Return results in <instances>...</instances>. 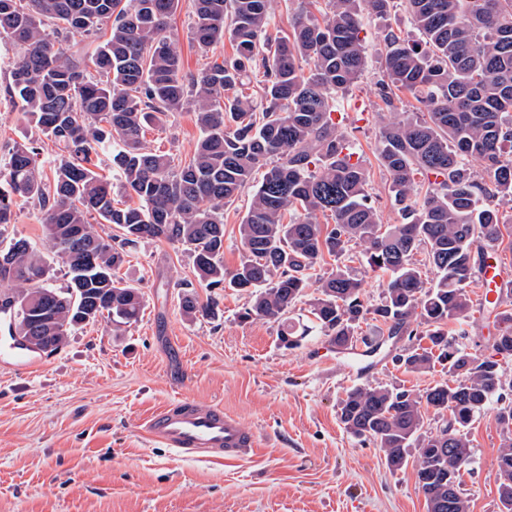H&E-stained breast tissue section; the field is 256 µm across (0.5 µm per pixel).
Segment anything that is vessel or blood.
Masks as SVG:
<instances>
[{
	"mask_svg": "<svg viewBox=\"0 0 512 512\" xmlns=\"http://www.w3.org/2000/svg\"><path fill=\"white\" fill-rule=\"evenodd\" d=\"M503 283L502 264L496 248L485 250L477 288L482 303L495 302ZM0 363L16 374H26L39 363L15 336H0ZM145 437L169 448L180 459L235 458L261 448L258 435L225 413L223 406L205 405L187 396L171 400L143 422Z\"/></svg>",
	"mask_w": 512,
	"mask_h": 512,
	"instance_id": "1",
	"label": "vessel or blood"
}]
</instances>
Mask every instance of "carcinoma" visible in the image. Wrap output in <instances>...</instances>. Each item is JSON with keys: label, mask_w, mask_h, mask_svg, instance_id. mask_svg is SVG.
Returning <instances> with one entry per match:
<instances>
[{"label": "carcinoma", "mask_w": 512, "mask_h": 512, "mask_svg": "<svg viewBox=\"0 0 512 512\" xmlns=\"http://www.w3.org/2000/svg\"><path fill=\"white\" fill-rule=\"evenodd\" d=\"M272 3L194 0L199 49L227 37L236 56L187 74L166 35L178 0H0V46L11 52L6 92L57 148L50 179L31 143L0 164V228L12 222L17 199L33 201L68 275L64 288L45 285V254L24 238L10 240L0 247V310L16 323L37 317L25 332L34 352L55 351L106 315L129 326L143 297L120 285L114 270L128 247L164 240L189 252L206 287L249 292L244 317L278 323L288 349L314 333L338 353L353 355L361 344L366 356L398 336L426 339L427 347L402 348L398 361L411 372L439 363L453 384L358 385L339 418L379 448L389 469L413 466L427 512H468L459 481L471 458L466 428L489 408L512 424V401H502L512 379L495 359L512 356V310L495 313L488 355L448 338V323L469 316L483 247L503 241L502 208L512 210V0H406L418 39L386 33L381 99L389 106L393 91L404 89L428 109L425 118L377 113L378 159L401 218L386 226L371 204L367 168L333 114L365 67L361 15L384 16L394 0H328L322 18L302 10L292 35L276 40L268 31ZM107 21L109 37L91 54L62 47L60 39L87 37ZM259 70L256 101L240 88ZM187 105L201 130L192 156L183 162L148 149L145 126ZM472 160L483 163L481 174ZM105 161L137 205H114L112 184L97 172ZM418 175L428 179L423 195ZM246 188L251 200L238 225L244 255L227 270L224 205ZM319 213L332 227L316 222ZM96 218L115 234L97 233ZM353 247L367 270L386 276L376 305L365 303L362 279L339 264ZM420 249L431 278L413 260ZM327 255L336 269L312 279ZM314 282L319 297L298 330L288 313ZM180 306L189 319L218 316L217 304L193 290ZM369 315L387 336H358ZM424 409L449 417L428 433Z\"/></svg>", "instance_id": "1"}]
</instances>
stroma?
<instances>
[{
	"label": "stroma",
	"mask_w": 512,
	"mask_h": 512,
	"mask_svg": "<svg viewBox=\"0 0 512 512\" xmlns=\"http://www.w3.org/2000/svg\"><path fill=\"white\" fill-rule=\"evenodd\" d=\"M193 17V0H179L167 26L184 71L234 57L227 40L200 50L190 34ZM390 31L412 35L404 8L364 19L366 66L337 111L368 169L382 223L396 224L376 120L386 109L378 83ZM7 80L1 55L0 161L31 141L52 160L55 146L36 139L5 92ZM199 136L186 108L147 129L144 141L184 160ZM0 234L49 248L38 210L27 202ZM116 276L143 295L136 324L116 331L102 319L78 329L31 378L0 367V512H427L413 468L389 470L379 448L346 432L339 407L354 386L423 389L447 380V370L407 371L393 360L396 345L385 346L365 372L319 336L285 348L277 323L242 319L246 293L198 284L189 253L163 240L132 248ZM184 281L194 283L200 300H216L218 319L182 314ZM182 394L223 405L260 434L262 448L236 460L186 461L150 443L141 433L144 419ZM468 437L472 457L460 479L469 512H500L497 455L512 426L487 413Z\"/></svg>",
	"instance_id": "obj_1"
}]
</instances>
